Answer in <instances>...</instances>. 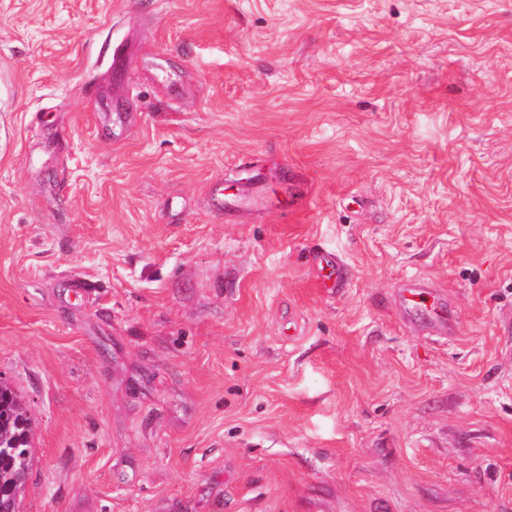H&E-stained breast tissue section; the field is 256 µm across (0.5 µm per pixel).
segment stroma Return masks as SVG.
<instances>
[{
	"instance_id": "35a3bbf8",
	"label": "stroma",
	"mask_w": 512,
	"mask_h": 512,
	"mask_svg": "<svg viewBox=\"0 0 512 512\" xmlns=\"http://www.w3.org/2000/svg\"><path fill=\"white\" fill-rule=\"evenodd\" d=\"M0 381L19 512H512V0H0ZM398 307L403 317L412 322L414 319L429 320L445 318L448 312V324L452 316L448 304L446 310V299L439 293H435L420 277H410L399 287L397 293ZM31 423L17 394L0 385V512H18V495L31 464ZM6 510H2V509Z\"/></svg>"
}]
</instances>
